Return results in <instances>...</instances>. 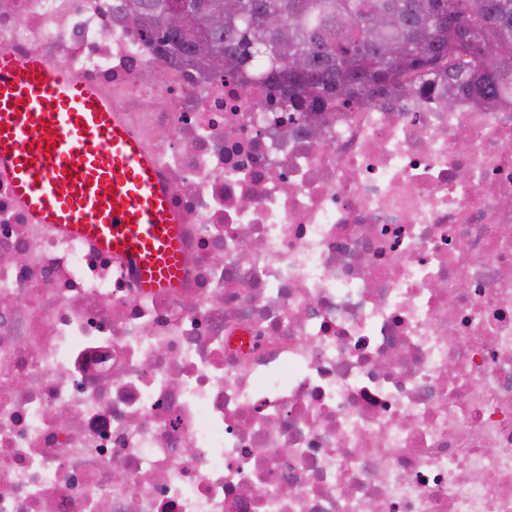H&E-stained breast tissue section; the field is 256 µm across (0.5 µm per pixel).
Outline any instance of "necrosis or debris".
I'll return each instance as SVG.
<instances>
[{
	"label": "necrosis or debris",
	"instance_id": "necrosis-or-debris-1",
	"mask_svg": "<svg viewBox=\"0 0 512 512\" xmlns=\"http://www.w3.org/2000/svg\"><path fill=\"white\" fill-rule=\"evenodd\" d=\"M1 48L111 103L183 265L142 291L0 171V512H512V101L303 120L124 0H0Z\"/></svg>",
	"mask_w": 512,
	"mask_h": 512
}]
</instances>
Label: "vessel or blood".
<instances>
[{"label": "vessel or blood", "mask_w": 512, "mask_h": 512, "mask_svg": "<svg viewBox=\"0 0 512 512\" xmlns=\"http://www.w3.org/2000/svg\"><path fill=\"white\" fill-rule=\"evenodd\" d=\"M0 168L34 218L132 261L171 288L182 243L170 198L112 106L61 69L0 49Z\"/></svg>", "instance_id": "vessel-or-blood-1"}]
</instances>
